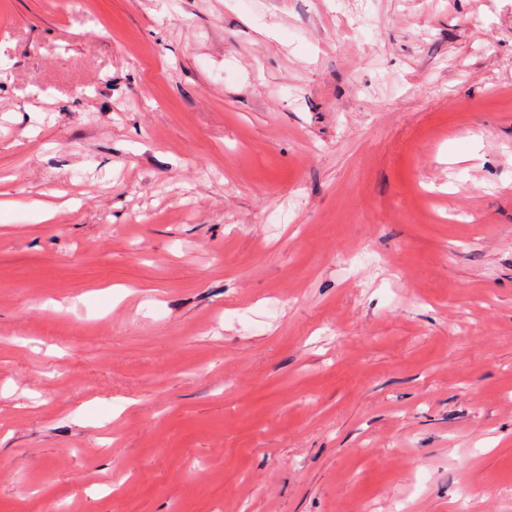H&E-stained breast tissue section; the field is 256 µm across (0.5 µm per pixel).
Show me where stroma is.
Listing matches in <instances>:
<instances>
[{"instance_id": "35a3bbf8", "label": "stroma", "mask_w": 512, "mask_h": 512, "mask_svg": "<svg viewBox=\"0 0 512 512\" xmlns=\"http://www.w3.org/2000/svg\"><path fill=\"white\" fill-rule=\"evenodd\" d=\"M266 3L0 0V512H512V0Z\"/></svg>"}]
</instances>
